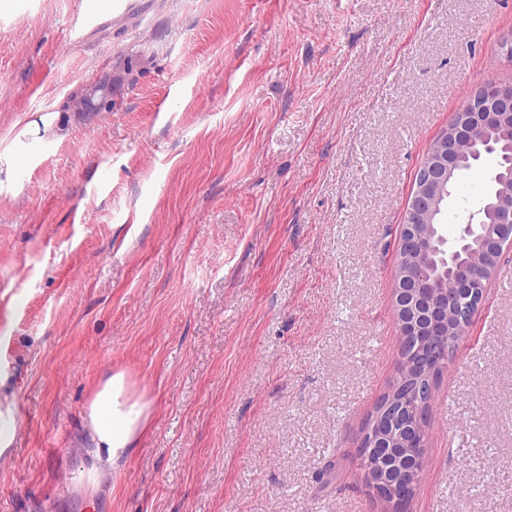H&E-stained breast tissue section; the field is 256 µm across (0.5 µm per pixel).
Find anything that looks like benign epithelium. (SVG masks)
Here are the masks:
<instances>
[{
	"label": "benign epithelium",
	"instance_id": "obj_1",
	"mask_svg": "<svg viewBox=\"0 0 512 512\" xmlns=\"http://www.w3.org/2000/svg\"><path fill=\"white\" fill-rule=\"evenodd\" d=\"M88 100L101 98L104 104L112 100V74L107 73L85 86ZM501 139L512 137V83H498L477 90L442 134L433 142L427 159L419 167L414 187L407 202L408 219L401 226L398 240L401 261L397 263L394 288V307L401 313L400 323L403 349L415 354L414 365H429L441 370L447 368L451 358V336L465 327L483 299V291L477 287L476 271L492 270L499 264L502 246L512 243V182L496 178L499 187L496 194L502 198L493 211L492 225L486 230L479 224H466L460 229L457 240L476 235L481 240L479 256L462 262L454 261L455 252L448 257L438 256L435 237L441 206L446 204L452 187L463 175V165L456 157L455 144L463 132L474 135L488 125ZM451 272L457 288L450 293L438 287V268ZM436 388L434 379L424 380L405 390V397L424 405L432 400ZM403 402L391 398L381 403L374 412L369 444L358 448L360 465L370 461L375 448L386 447L384 433L406 420ZM425 467V458L416 459V466L395 481H369L370 490L379 502L380 512H409L415 488Z\"/></svg>",
	"mask_w": 512,
	"mask_h": 512
}]
</instances>
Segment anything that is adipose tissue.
<instances>
[{
	"label": "adipose tissue",
	"mask_w": 512,
	"mask_h": 512,
	"mask_svg": "<svg viewBox=\"0 0 512 512\" xmlns=\"http://www.w3.org/2000/svg\"><path fill=\"white\" fill-rule=\"evenodd\" d=\"M147 408L124 373L102 381L85 411L96 457L111 461L130 452L145 425Z\"/></svg>",
	"instance_id": "adipose-tissue-1"
}]
</instances>
